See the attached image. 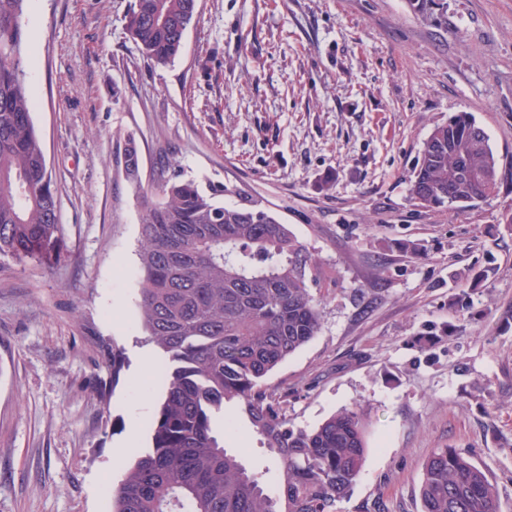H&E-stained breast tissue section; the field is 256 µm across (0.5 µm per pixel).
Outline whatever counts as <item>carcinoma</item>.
I'll use <instances>...</instances> for the list:
<instances>
[{"instance_id": "obj_1", "label": "carcinoma", "mask_w": 512, "mask_h": 512, "mask_svg": "<svg viewBox=\"0 0 512 512\" xmlns=\"http://www.w3.org/2000/svg\"><path fill=\"white\" fill-rule=\"evenodd\" d=\"M198 0H133L127 30L144 61L164 68L181 54ZM26 0H0V256L19 265L60 241L52 174L26 82ZM126 176L140 178L134 142ZM497 188L486 132L455 112L424 140L409 188L420 209L464 212ZM162 168L140 211L139 316L163 356L165 393L137 453L112 489L110 512H336L367 450L365 414L345 408L313 430L295 429L266 376L313 340L321 304L310 293L303 246L256 205H224ZM275 455L279 489L224 446L214 422L227 403ZM421 512H500L485 471L455 448L423 464Z\"/></svg>"}]
</instances>
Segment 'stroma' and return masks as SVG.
Wrapping results in <instances>:
<instances>
[{
  "label": "stroma",
  "instance_id": "stroma-1",
  "mask_svg": "<svg viewBox=\"0 0 512 512\" xmlns=\"http://www.w3.org/2000/svg\"><path fill=\"white\" fill-rule=\"evenodd\" d=\"M131 3L28 0L63 235L26 265L0 257V512H110L149 444L165 387L160 360L142 361L137 249L163 165L260 204L304 246L321 330L266 385L298 429L364 411L363 469L338 512H421L436 448L485 470L512 512V0H434L424 16L410 0H199L182 54L157 69L126 31ZM461 111L490 138L498 193L420 209L422 144ZM215 429L276 492L234 404Z\"/></svg>",
  "mask_w": 512,
  "mask_h": 512
}]
</instances>
